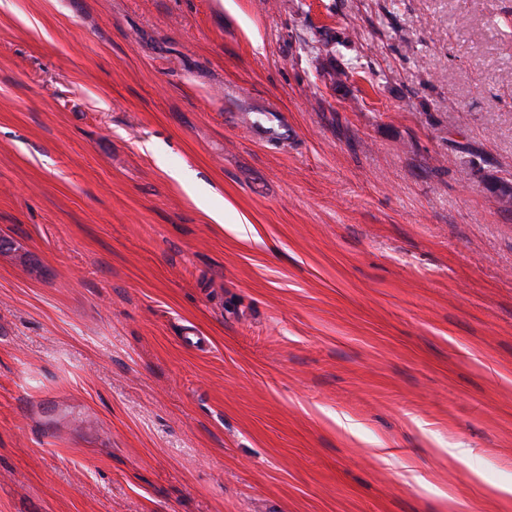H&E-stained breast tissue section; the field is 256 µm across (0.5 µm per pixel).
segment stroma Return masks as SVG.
<instances>
[{
  "label": "stroma",
  "mask_w": 512,
  "mask_h": 512,
  "mask_svg": "<svg viewBox=\"0 0 512 512\" xmlns=\"http://www.w3.org/2000/svg\"><path fill=\"white\" fill-rule=\"evenodd\" d=\"M501 180L512 0H0V512H512Z\"/></svg>",
  "instance_id": "35a3bbf8"
}]
</instances>
